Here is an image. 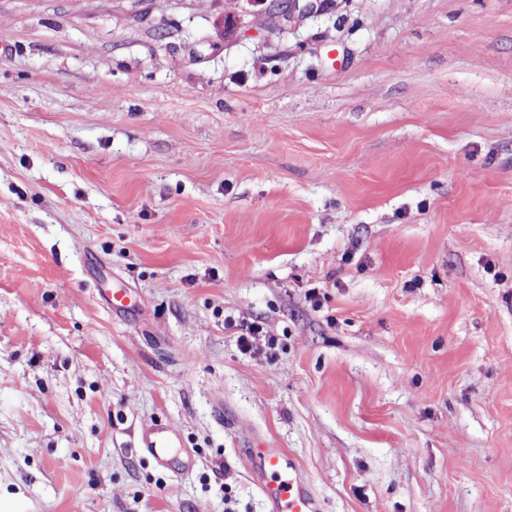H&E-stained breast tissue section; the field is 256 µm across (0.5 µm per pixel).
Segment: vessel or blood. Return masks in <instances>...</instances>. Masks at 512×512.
Masks as SVG:
<instances>
[{
	"label": "vessel or blood",
	"instance_id": "obj_1",
	"mask_svg": "<svg viewBox=\"0 0 512 512\" xmlns=\"http://www.w3.org/2000/svg\"><path fill=\"white\" fill-rule=\"evenodd\" d=\"M139 447L162 470L176 472L193 463L180 432L162 421L142 427ZM246 454L254 483L271 512H319L314 493L298 479L295 465L283 450L257 447L247 449Z\"/></svg>",
	"mask_w": 512,
	"mask_h": 512
}]
</instances>
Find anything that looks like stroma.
I'll list each match as a JSON object with an SVG mask.
<instances>
[{"instance_id": "35a3bbf8", "label": "stroma", "mask_w": 512, "mask_h": 512, "mask_svg": "<svg viewBox=\"0 0 512 512\" xmlns=\"http://www.w3.org/2000/svg\"><path fill=\"white\" fill-rule=\"evenodd\" d=\"M261 444L512 512V0H0V512H269ZM300 2L306 3L300 6ZM317 2L322 6V4L328 5V2L333 0H269L268 10L271 14L288 18L296 12L302 15L316 12ZM139 448L155 467L162 470L177 472L193 463L192 453L184 447L180 432L166 422L152 421L144 425Z\"/></svg>"}]
</instances>
